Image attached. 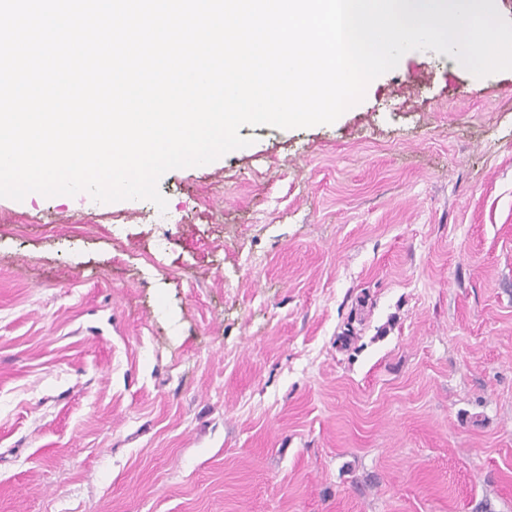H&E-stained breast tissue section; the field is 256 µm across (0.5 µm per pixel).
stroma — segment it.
I'll use <instances>...</instances> for the list:
<instances>
[{
	"mask_svg": "<svg viewBox=\"0 0 512 512\" xmlns=\"http://www.w3.org/2000/svg\"><path fill=\"white\" fill-rule=\"evenodd\" d=\"M239 134L167 224L0 198V512H512V70Z\"/></svg>",
	"mask_w": 512,
	"mask_h": 512,
	"instance_id": "35a3bbf8",
	"label": "stroma"
}]
</instances>
